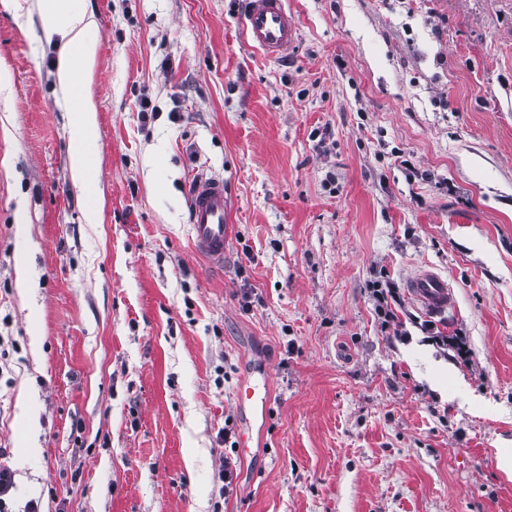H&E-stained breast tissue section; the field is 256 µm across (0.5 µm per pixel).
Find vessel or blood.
Here are the masks:
<instances>
[{
    "instance_id": "1",
    "label": "vessel or blood",
    "mask_w": 512,
    "mask_h": 512,
    "mask_svg": "<svg viewBox=\"0 0 512 512\" xmlns=\"http://www.w3.org/2000/svg\"><path fill=\"white\" fill-rule=\"evenodd\" d=\"M245 41L266 58L278 60L288 53L299 38L295 15L288 0H245L240 17ZM189 223L195 251L209 263L223 262L230 240L231 200L224 180L204 173L196 174L189 186ZM408 293L425 312L444 314L454 305L447 282L434 271L425 269L409 283ZM260 382L245 380L237 391L239 406L255 415H266L270 404L268 369H260Z\"/></svg>"
}]
</instances>
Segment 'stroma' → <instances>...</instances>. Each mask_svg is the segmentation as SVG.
Instances as JSON below:
<instances>
[{
    "label": "stroma",
    "mask_w": 512,
    "mask_h": 512,
    "mask_svg": "<svg viewBox=\"0 0 512 512\" xmlns=\"http://www.w3.org/2000/svg\"><path fill=\"white\" fill-rule=\"evenodd\" d=\"M20 2L21 24L0 6L14 512H512V0H289L299 39L278 62L243 40L241 0H85L98 224L57 45ZM201 169L233 197L219 271L191 245ZM382 269L409 340L374 312ZM424 269L454 290L434 321L469 362L424 340L405 293ZM263 365L251 425L235 393Z\"/></svg>",
    "instance_id": "1"
}]
</instances>
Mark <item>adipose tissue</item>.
Listing matches in <instances>:
<instances>
[{
	"label": "adipose tissue",
	"instance_id": "obj_1",
	"mask_svg": "<svg viewBox=\"0 0 512 512\" xmlns=\"http://www.w3.org/2000/svg\"><path fill=\"white\" fill-rule=\"evenodd\" d=\"M41 29L45 39L58 40L57 74L60 100L69 115L73 142L70 166L87 205L85 221H100L102 190L95 178L94 163L99 140L96 108L85 90V76L95 62L97 44L90 33L95 25L80 0H40Z\"/></svg>",
	"mask_w": 512,
	"mask_h": 512
}]
</instances>
